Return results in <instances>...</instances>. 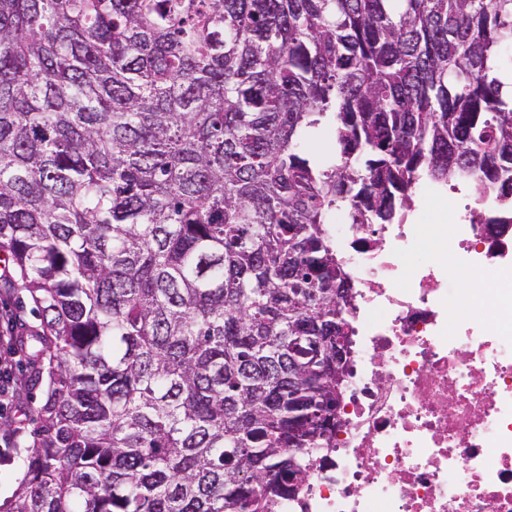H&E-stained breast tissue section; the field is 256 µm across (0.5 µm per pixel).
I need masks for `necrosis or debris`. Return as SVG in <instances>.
Here are the masks:
<instances>
[{"label": "necrosis or debris", "mask_w": 512, "mask_h": 512, "mask_svg": "<svg viewBox=\"0 0 512 512\" xmlns=\"http://www.w3.org/2000/svg\"><path fill=\"white\" fill-rule=\"evenodd\" d=\"M481 222H473V212ZM334 224L357 293L349 398L280 512H512V224Z\"/></svg>", "instance_id": "4bbe7bcc"}]
</instances>
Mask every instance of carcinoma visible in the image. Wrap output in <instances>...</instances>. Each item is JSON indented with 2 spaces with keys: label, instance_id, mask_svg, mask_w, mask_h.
I'll use <instances>...</instances> for the list:
<instances>
[{
  "label": "carcinoma",
  "instance_id": "1",
  "mask_svg": "<svg viewBox=\"0 0 512 512\" xmlns=\"http://www.w3.org/2000/svg\"><path fill=\"white\" fill-rule=\"evenodd\" d=\"M506 48L512 0H0V252L48 375L9 512H279L347 389L293 346L351 339L329 218L511 198Z\"/></svg>",
  "mask_w": 512,
  "mask_h": 512
}]
</instances>
